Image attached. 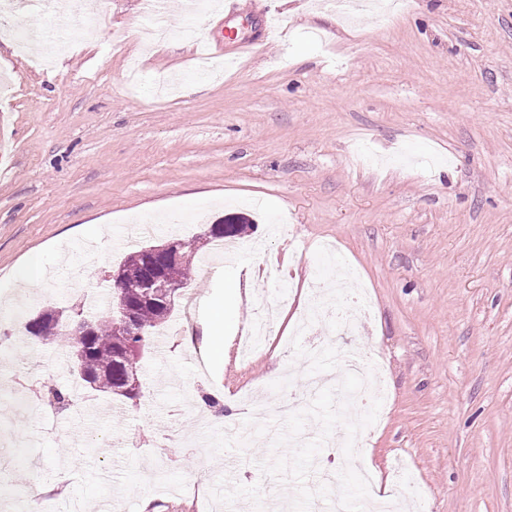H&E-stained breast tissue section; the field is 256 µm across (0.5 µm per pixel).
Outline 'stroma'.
<instances>
[{"mask_svg":"<svg viewBox=\"0 0 512 512\" xmlns=\"http://www.w3.org/2000/svg\"><path fill=\"white\" fill-rule=\"evenodd\" d=\"M240 6L224 24L259 45L211 75L197 71L204 10L165 13L172 35L157 44L141 37L146 0H106L90 34L46 12L0 13V302L28 314L80 302L97 316L83 298H111V266L230 213L254 222L231 248L263 246L196 271L172 315H192L191 340L148 350L142 396L122 414L73 387L65 343L15 336L0 368V512L107 493L124 512H268L278 498L307 512L315 465L336 461L288 437L316 444L327 430L352 464L326 498L354 512L375 482L406 512H512V0H413L385 29L349 0ZM322 242L370 294L351 346L382 364L384 410L349 421L327 394L318 422L225 446L198 409L276 397L284 370H306L307 338L340 341L319 324L295 333L312 285L337 274ZM34 255L45 275L23 295L16 277ZM267 260L283 276L252 275ZM213 302L230 349L209 359ZM43 374L89 405L32 450L36 419L16 409L14 378ZM173 429L193 446L155 448Z\"/></svg>","mask_w":512,"mask_h":512,"instance_id":"obj_1","label":"stroma"}]
</instances>
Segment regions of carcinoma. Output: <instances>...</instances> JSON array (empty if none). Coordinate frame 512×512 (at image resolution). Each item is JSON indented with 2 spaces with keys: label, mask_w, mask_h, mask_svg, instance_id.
Listing matches in <instances>:
<instances>
[{
  "label": "carcinoma",
  "mask_w": 512,
  "mask_h": 512,
  "mask_svg": "<svg viewBox=\"0 0 512 512\" xmlns=\"http://www.w3.org/2000/svg\"><path fill=\"white\" fill-rule=\"evenodd\" d=\"M179 250L181 261L166 270V276L181 285L191 280L192 264L199 248L195 242L174 238L170 240ZM155 250L147 245L127 254L115 266L128 277L127 288L115 296L114 306L122 305L133 315L135 329L118 313L111 311L94 321L89 336L76 338L67 333L64 320L57 317L58 307L49 306L25 323L26 332L43 341L65 339L71 348V376L82 388L101 392L123 402L139 394V388L129 387L127 379L134 375L141 378L142 356L153 342L156 331L167 324L173 308L158 298H142L139 288L140 272L145 259Z\"/></svg>",
  "instance_id": "cac0c4a2"
}]
</instances>
